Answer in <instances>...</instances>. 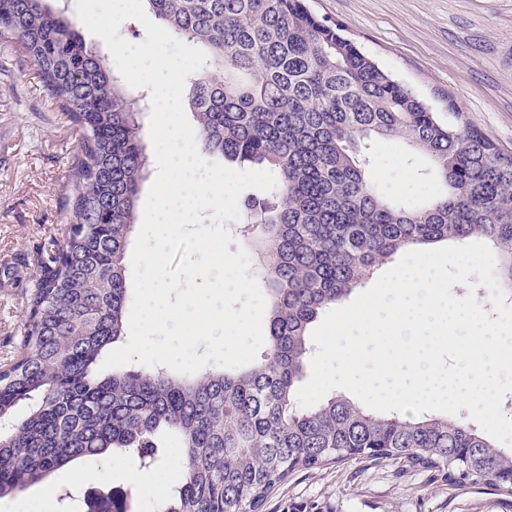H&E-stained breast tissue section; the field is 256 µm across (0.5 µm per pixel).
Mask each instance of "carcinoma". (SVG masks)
Instances as JSON below:
<instances>
[{"label":"carcinoma","instance_id":"obj_1","mask_svg":"<svg viewBox=\"0 0 512 512\" xmlns=\"http://www.w3.org/2000/svg\"><path fill=\"white\" fill-rule=\"evenodd\" d=\"M66 3L0 0V44L34 67L81 133L65 245L40 254L22 350L0 365V498L110 452L148 468L166 437L184 467L160 512H263L295 473L346 460L398 461L511 496L512 449L469 423L374 415L342 397L302 408L296 388L320 311L409 246L488 239L512 300V155L460 112L442 121L303 0H143L208 56L187 81L197 147L276 177L274 190L241 198L239 228L272 303L266 350L245 367L101 376L126 331L124 259L150 174L147 104L85 43ZM391 139L428 159L442 193L418 205L380 195L371 149Z\"/></svg>","mask_w":512,"mask_h":512}]
</instances>
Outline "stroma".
Here are the masks:
<instances>
[{
    "instance_id": "35a3bbf8",
    "label": "stroma",
    "mask_w": 512,
    "mask_h": 512,
    "mask_svg": "<svg viewBox=\"0 0 512 512\" xmlns=\"http://www.w3.org/2000/svg\"><path fill=\"white\" fill-rule=\"evenodd\" d=\"M346 37L447 119L449 109L512 154V0H307ZM80 136L26 62L0 65V363L19 352L38 254L61 243L69 171ZM372 178L389 197L418 203L438 190L422 156L398 141L373 148ZM137 464L116 456L108 478L81 460L0 499V512H158L159 497L128 481ZM512 512V497L454 486L395 462L352 460L295 473L265 512Z\"/></svg>"
}]
</instances>
